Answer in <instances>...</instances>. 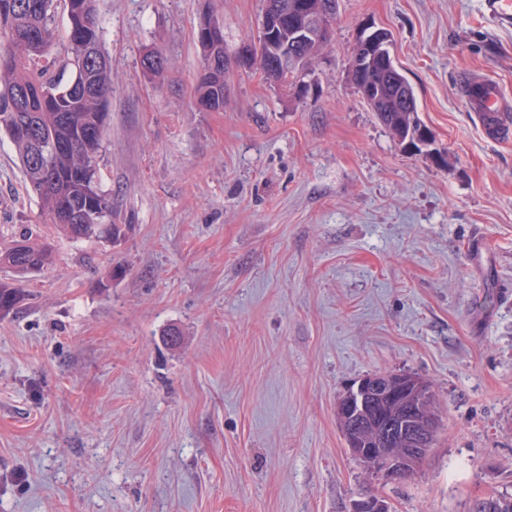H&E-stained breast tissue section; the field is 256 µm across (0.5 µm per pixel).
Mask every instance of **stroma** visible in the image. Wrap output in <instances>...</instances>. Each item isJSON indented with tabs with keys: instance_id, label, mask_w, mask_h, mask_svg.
Here are the masks:
<instances>
[{
	"instance_id": "35a3bbf8",
	"label": "stroma",
	"mask_w": 512,
	"mask_h": 512,
	"mask_svg": "<svg viewBox=\"0 0 512 512\" xmlns=\"http://www.w3.org/2000/svg\"><path fill=\"white\" fill-rule=\"evenodd\" d=\"M113 73L98 158L116 243L55 235L0 316V512H468L512 496V30L480 0H340L308 91L256 68L197 102L192 32L238 57L263 0H99ZM387 28L441 165L403 150L349 80ZM167 60L143 72L146 51ZM46 217L0 141V241ZM182 334L169 346L171 329ZM428 379L440 434L414 478L352 459L336 401L374 373ZM483 88L481 99L472 101L474 112L488 119H496L504 111V96L495 81L480 82Z\"/></svg>"
}]
</instances>
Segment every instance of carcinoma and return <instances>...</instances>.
<instances>
[{
  "label": "carcinoma",
  "mask_w": 512,
  "mask_h": 512,
  "mask_svg": "<svg viewBox=\"0 0 512 512\" xmlns=\"http://www.w3.org/2000/svg\"><path fill=\"white\" fill-rule=\"evenodd\" d=\"M97 0H62L67 16V53L48 57L60 38L56 23L57 0H0V136L13 144L20 170L35 193L49 226L71 239L120 241L131 225L117 224L112 203L102 190L97 158L102 148L112 96V68L102 50ZM201 47L205 65L198 77L199 102L210 111L224 108V73L232 61L224 55V39L192 34ZM322 45L301 43L288 33L274 43L258 39L255 49L264 56H288L303 67ZM354 53L362 57V73H351L359 90H373L367 101L379 121L405 150L419 151L416 134L424 122L417 112L413 89L399 69L385 70L368 62V50L358 40ZM292 71L269 67L265 82L288 83ZM29 90L32 102L21 110L16 93ZM36 126L47 144H58L36 155L31 140L20 135L21 125ZM53 246L39 231L22 227L0 249V268L12 281L0 280V316L16 310L23 300L22 279L52 264Z\"/></svg>",
  "instance_id": "cac0c4a2"
}]
</instances>
